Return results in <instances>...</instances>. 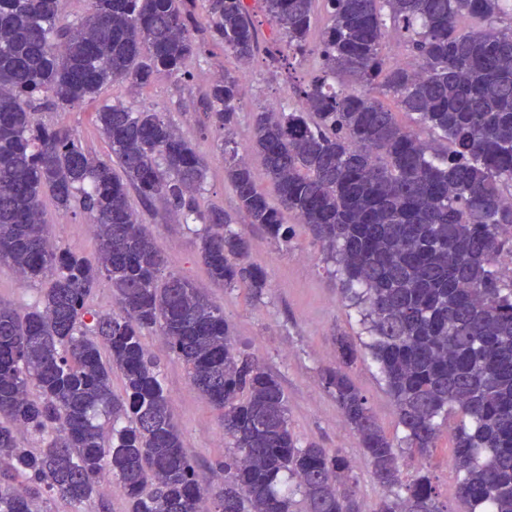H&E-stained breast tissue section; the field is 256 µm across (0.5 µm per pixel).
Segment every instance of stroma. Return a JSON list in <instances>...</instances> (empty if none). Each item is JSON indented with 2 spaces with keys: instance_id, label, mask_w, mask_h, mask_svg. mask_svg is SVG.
I'll list each match as a JSON object with an SVG mask.
<instances>
[{
  "instance_id": "obj_1",
  "label": "stroma",
  "mask_w": 512,
  "mask_h": 512,
  "mask_svg": "<svg viewBox=\"0 0 512 512\" xmlns=\"http://www.w3.org/2000/svg\"><path fill=\"white\" fill-rule=\"evenodd\" d=\"M238 77L241 103L234 138L238 148L249 142L253 113L264 110L272 99H292L293 88L320 68L317 55L306 56L295 67L287 63L239 65L222 47H210L192 60L191 80L159 75L146 88L116 83L103 88L100 99L126 104L153 106L169 118L179 131L204 156L209 165L202 205H218L235 212L236 198L224 179V160L219 150L222 134L212 130L201 134L204 119L199 101L206 86L215 78L216 68ZM96 102H84L64 110L41 113L48 125H64L75 130L83 148L101 158L108 147L95 122ZM44 215L59 245L76 253L93 256L96 241L87 230L88 218L81 212L59 211L45 202ZM138 215L168 257L172 270L191 279L216 303L234 328L236 342L261 358L277 375L288 393L290 427L301 441H315L341 454L350 464L356 489L364 508H371L383 494L373 480L356 436L345 425L334 398L321 384L323 369L338 364L337 337L358 342L360 325L341 300L340 284L333 277L332 261L314 243L305 225H295L294 246L284 251L269 241L258 226L246 225L253 243L251 260L267 274L270 288L262 299L252 298L247 290H225L216 286L198 257L195 236L188 230L180 212L155 199L138 209ZM147 348L160 360L165 388L171 399L182 433L186 453L196 462L202 484H210L213 465L223 459L227 448L221 442L222 428L208 399L194 390L180 361L168 355L155 335L144 339ZM348 374L368 398L378 424L391 438L402 435L393 401L387 393L376 365L366 353H359ZM452 423L442 425L437 446L428 458L403 453L400 463L406 478L419 471L429 472L450 512H468L466 503L455 496L458 473L450 457Z\"/></svg>"
}]
</instances>
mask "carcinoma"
Segmentation results:
<instances>
[{
	"mask_svg": "<svg viewBox=\"0 0 512 512\" xmlns=\"http://www.w3.org/2000/svg\"><path fill=\"white\" fill-rule=\"evenodd\" d=\"M318 1L319 74L295 90L296 108L252 117L249 149L278 203L231 139L237 78L226 72L207 86L201 103L206 123L223 132L224 180L238 212L279 248L293 245L283 213L308 228L369 337L401 442L349 377L358 358L349 340L338 339L341 364L321 382L388 491L373 512H448L429 475L403 478L399 454L404 444L429 457L453 416L458 498L470 512H512V279L498 268L512 254V11L502 0H256L271 56L314 50ZM205 2L199 22L187 0H87L73 20L66 0H0V266L48 284L24 314L0 302V512H48L50 498L105 512L106 474L127 512H362L346 459L293 434L277 376L235 344L221 305L168 269L131 205V188L144 204L164 198L194 225L216 285L265 295L267 274L250 263L235 216L201 207L205 158L143 105L95 112L106 159L72 128L36 118L93 100L108 84L183 79L210 44L255 61L260 33L248 0ZM389 29L412 65L383 53ZM46 197L87 215L94 259L53 243ZM101 280L111 283L113 311L88 304ZM153 333L229 441L210 487L183 448L160 365L143 343ZM19 431L39 450L21 447Z\"/></svg>",
	"mask_w": 512,
	"mask_h": 512,
	"instance_id": "cac0c4a2",
	"label": "carcinoma"
}]
</instances>
